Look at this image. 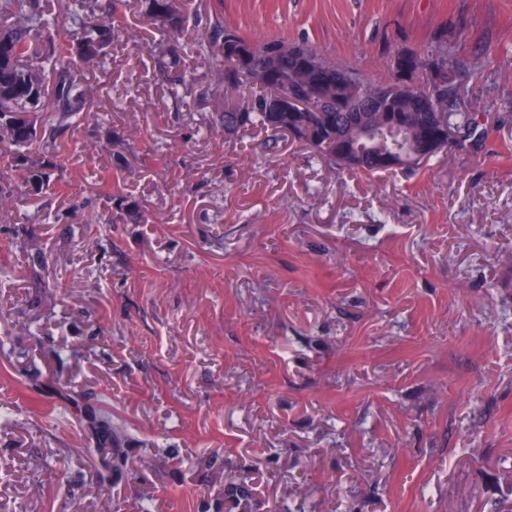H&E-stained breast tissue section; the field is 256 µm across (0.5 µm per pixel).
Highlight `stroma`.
Returning <instances> with one entry per match:
<instances>
[{
    "instance_id": "stroma-1",
    "label": "stroma",
    "mask_w": 512,
    "mask_h": 512,
    "mask_svg": "<svg viewBox=\"0 0 512 512\" xmlns=\"http://www.w3.org/2000/svg\"><path fill=\"white\" fill-rule=\"evenodd\" d=\"M183 4L175 42L124 7L55 184L0 212V512H512V0ZM215 13L378 84L445 43L488 133L374 174L226 138L209 70L160 65ZM90 424L93 433L99 437L102 443L111 448H120L124 431L121 427L112 426V413L102 411L97 415L90 411Z\"/></svg>"
}]
</instances>
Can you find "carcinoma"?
Segmentation results:
<instances>
[{"label":"carcinoma","mask_w":512,"mask_h":512,"mask_svg":"<svg viewBox=\"0 0 512 512\" xmlns=\"http://www.w3.org/2000/svg\"><path fill=\"white\" fill-rule=\"evenodd\" d=\"M161 35L181 31L182 7L170 12L169 0H139ZM70 29L54 35L37 51L34 37L54 29L40 0H0V152L13 155L21 182L42 190L64 161L58 133L91 102L85 69L112 49V33L122 20L100 17L87 0H75ZM200 54L214 76L215 93L241 92L243 110L224 113V135L260 125L276 136L289 133L327 161L372 174L416 169L446 152L448 129L476 134L479 113L458 101V74L475 69L438 44L432 50L394 56L391 80L373 83L336 64L318 49L286 40H249L220 17L206 24ZM427 80L416 83V76ZM50 112L46 127L39 114ZM39 144L48 156L30 159ZM93 433L102 443L120 447L124 431L112 425V413H90Z\"/></svg>","instance_id":"1"}]
</instances>
